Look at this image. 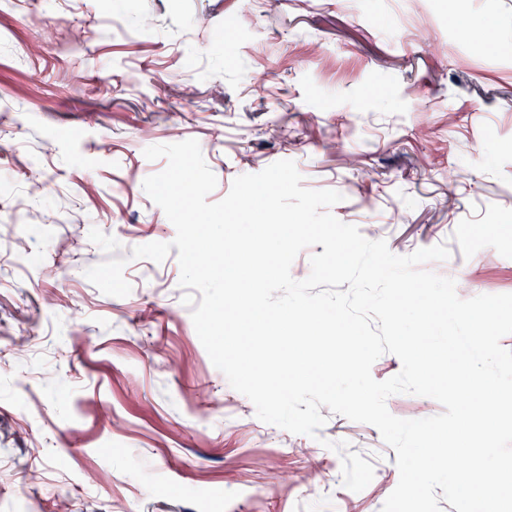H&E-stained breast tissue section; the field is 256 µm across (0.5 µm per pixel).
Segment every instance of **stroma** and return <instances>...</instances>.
<instances>
[{"instance_id": "1", "label": "stroma", "mask_w": 512, "mask_h": 512, "mask_svg": "<svg viewBox=\"0 0 512 512\" xmlns=\"http://www.w3.org/2000/svg\"><path fill=\"white\" fill-rule=\"evenodd\" d=\"M463 19L504 37L459 43ZM187 139L210 201L291 160L365 238L447 245L426 270L512 293L492 244L512 234V0H0V241L25 256L0 258V512H381L399 472L379 431L325 407L314 438L260 421L176 253L132 259L176 235L143 151ZM111 258L128 296L85 276ZM342 440L374 466L361 492Z\"/></svg>"}]
</instances>
